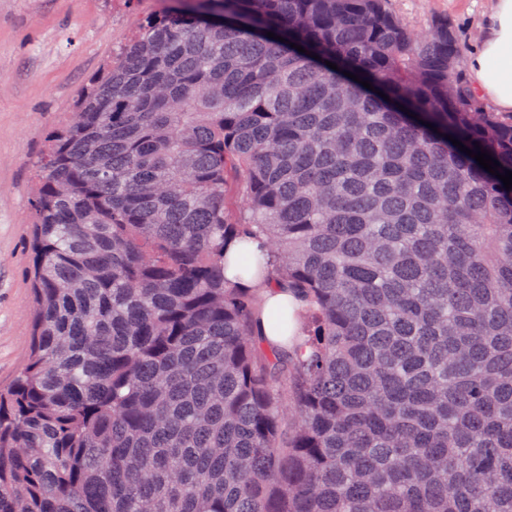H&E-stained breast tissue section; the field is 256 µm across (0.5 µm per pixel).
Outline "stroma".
I'll return each mask as SVG.
<instances>
[{"mask_svg": "<svg viewBox=\"0 0 512 512\" xmlns=\"http://www.w3.org/2000/svg\"><path fill=\"white\" fill-rule=\"evenodd\" d=\"M495 0H390L414 29L437 15L459 31L463 53L481 37ZM167 0H0V383L29 346V226L35 165L48 130L70 119L81 86Z\"/></svg>", "mask_w": 512, "mask_h": 512, "instance_id": "stroma-1", "label": "stroma"}]
</instances>
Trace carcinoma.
I'll list each match as a JSON object with an SVG mask.
<instances>
[{
  "label": "carcinoma",
  "instance_id": "carcinoma-1",
  "mask_svg": "<svg viewBox=\"0 0 512 512\" xmlns=\"http://www.w3.org/2000/svg\"><path fill=\"white\" fill-rule=\"evenodd\" d=\"M172 2L37 160L0 512H512V189L446 139L512 112L445 17ZM265 305L261 317L258 319V333L265 343L272 346H279L285 336L282 329L272 320V316L284 312L289 308V303L294 302L293 298L282 289L268 288L264 294Z\"/></svg>",
  "mask_w": 512,
  "mask_h": 512
}]
</instances>
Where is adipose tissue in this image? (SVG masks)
Listing matches in <instances>:
<instances>
[{
    "mask_svg": "<svg viewBox=\"0 0 512 512\" xmlns=\"http://www.w3.org/2000/svg\"><path fill=\"white\" fill-rule=\"evenodd\" d=\"M473 89L497 111L512 112V0H497L482 20V40L467 59Z\"/></svg>",
    "mask_w": 512,
    "mask_h": 512,
    "instance_id": "1",
    "label": "adipose tissue"
}]
</instances>
